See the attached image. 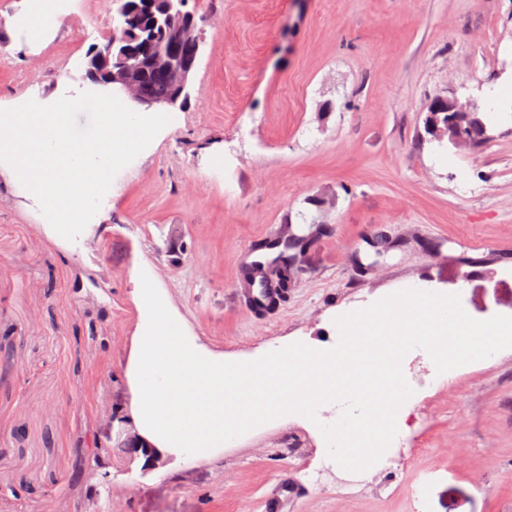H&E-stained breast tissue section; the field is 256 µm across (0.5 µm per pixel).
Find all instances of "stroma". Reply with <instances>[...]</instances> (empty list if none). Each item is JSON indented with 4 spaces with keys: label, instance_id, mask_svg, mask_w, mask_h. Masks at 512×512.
<instances>
[{
    "label": "stroma",
    "instance_id": "obj_1",
    "mask_svg": "<svg viewBox=\"0 0 512 512\" xmlns=\"http://www.w3.org/2000/svg\"><path fill=\"white\" fill-rule=\"evenodd\" d=\"M23 3L0 0V109L90 83L98 41L74 29L97 14L35 38ZM188 8L206 19L190 98L76 240L0 163V512H265L274 493L283 512H512V348L424 388L430 363L408 353L404 464L349 495L303 418L147 472L123 447L141 272L229 360L278 340L332 348L337 311L411 281L472 318L512 316V122L484 115L486 138L465 148L426 130L439 95L512 105V0ZM285 225L310 243L285 301L258 312L243 268L270 264Z\"/></svg>",
    "mask_w": 512,
    "mask_h": 512
}]
</instances>
